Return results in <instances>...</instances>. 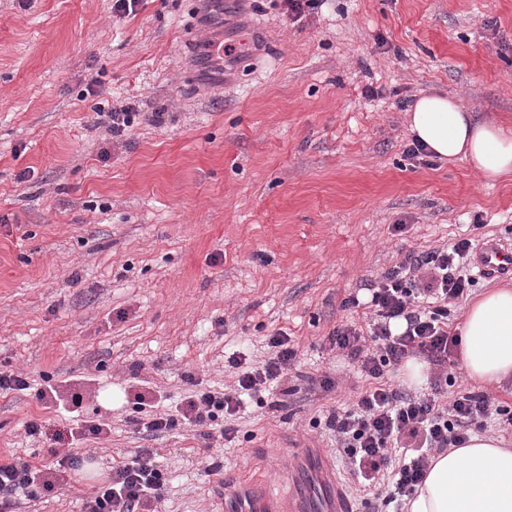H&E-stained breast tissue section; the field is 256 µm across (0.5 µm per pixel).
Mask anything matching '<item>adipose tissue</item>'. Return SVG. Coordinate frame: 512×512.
I'll return each mask as SVG.
<instances>
[{"label":"adipose tissue","mask_w":512,"mask_h":512,"mask_svg":"<svg viewBox=\"0 0 512 512\" xmlns=\"http://www.w3.org/2000/svg\"><path fill=\"white\" fill-rule=\"evenodd\" d=\"M410 131L432 157L467 162L483 180L512 175V131L478 120L453 99L430 94L410 108ZM462 365L480 386L512 379V286L491 288L467 308L460 327ZM405 512H512V448L470 434L461 448L432 457Z\"/></svg>","instance_id":"ef3b65f1"}]
</instances>
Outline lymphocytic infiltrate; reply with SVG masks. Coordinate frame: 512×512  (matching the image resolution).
Masks as SVG:
<instances>
[{
	"label": "lymphocytic infiltrate",
	"instance_id": "f902f5d3",
	"mask_svg": "<svg viewBox=\"0 0 512 512\" xmlns=\"http://www.w3.org/2000/svg\"><path fill=\"white\" fill-rule=\"evenodd\" d=\"M477 247L475 240L462 238L448 247L406 253L369 284L367 328L341 324L328 336L331 347L358 362L362 374L374 379L375 385L361 393L352 407L329 413L325 425L342 448L360 491L381 497L384 504H398L411 495L424 480L433 453L462 447L476 420L496 414L512 424V413L494 405L484 393L462 389L448 403L437 400L453 383L447 366L458 344L448 331L446 304L463 298L473 286L470 265ZM268 345L272 354L258 365L240 352L229 356V365L238 371L237 384L230 390L201 389L194 373L184 372L191 392L175 413L157 412L158 401L151 391L135 392L139 408L151 411L148 420L135 421L136 430L163 433L189 425L200 428L204 440H232L231 421L246 398L273 387L296 358L284 332H275ZM417 354L438 368L430 393H413L385 382L391 368ZM27 390L45 407L62 398L75 409L83 402L80 380H73L62 393L51 384L33 387L22 373L0 369V395ZM85 456L81 448H68L44 470L27 462L1 461L0 512H22L23 501L53 492L65 473L78 470ZM167 481L154 450L141 449L132 460L113 465L107 480L84 503L83 512H155Z\"/></svg>",
	"mask_w": 512,
	"mask_h": 512
}]
</instances>
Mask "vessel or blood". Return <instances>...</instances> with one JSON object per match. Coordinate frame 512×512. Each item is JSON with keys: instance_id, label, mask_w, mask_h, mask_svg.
I'll use <instances>...</instances> for the list:
<instances>
[{"instance_id": "b4317fda", "label": "vessel or blood", "mask_w": 512, "mask_h": 512, "mask_svg": "<svg viewBox=\"0 0 512 512\" xmlns=\"http://www.w3.org/2000/svg\"><path fill=\"white\" fill-rule=\"evenodd\" d=\"M476 265L487 278L512 275V250L497 239L486 240L478 249ZM305 458L317 463L310 480L285 471L281 475L285 489L278 493L256 480L225 481L224 512H353L340 477L322 460L320 450L308 449Z\"/></svg>"}]
</instances>
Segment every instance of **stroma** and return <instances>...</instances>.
Wrapping results in <instances>:
<instances>
[{"mask_svg": "<svg viewBox=\"0 0 512 512\" xmlns=\"http://www.w3.org/2000/svg\"><path fill=\"white\" fill-rule=\"evenodd\" d=\"M197 7L147 0L119 18L112 0H0V366L82 378L84 419L110 428L30 512H81L142 448L169 473L158 512H211L215 462L274 485L284 449L339 459L324 421L371 386L329 347L337 325L366 322L343 300L367 299L406 251L512 240V176L489 185L406 153L422 94L512 126V0H320L298 21L280 0H246L211 76ZM127 103L163 124L113 142L95 109ZM279 330L297 351L284 388L234 418L232 442L135 431L133 392L175 406L189 368L232 387L226 355L262 362ZM321 375L335 389L309 387ZM74 426L59 406L0 395V460L51 464Z\"/></svg>", "mask_w": 512, "mask_h": 512, "instance_id": "stroma-1", "label": "stroma"}]
</instances>
